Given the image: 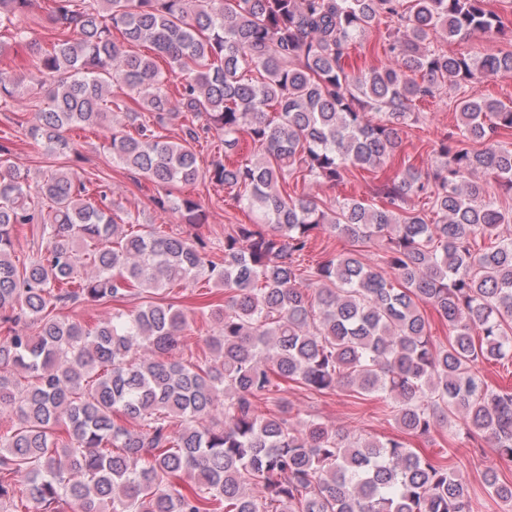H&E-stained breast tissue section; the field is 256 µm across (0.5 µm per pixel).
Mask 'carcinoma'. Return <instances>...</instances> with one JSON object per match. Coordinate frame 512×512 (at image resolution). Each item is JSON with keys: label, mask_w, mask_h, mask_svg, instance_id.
<instances>
[{"label": "carcinoma", "mask_w": 512, "mask_h": 512, "mask_svg": "<svg viewBox=\"0 0 512 512\" xmlns=\"http://www.w3.org/2000/svg\"><path fill=\"white\" fill-rule=\"evenodd\" d=\"M52 2L45 49L40 33L14 22L32 0H0V26L29 50L48 100L30 135L64 151L67 131L99 125L117 164L162 188H228L256 220L224 231L219 266L198 236L117 222L71 169L37 184L50 202L37 209L28 175L0 147V407L16 417L0 433V512H471L467 478L403 438L351 437L293 419L281 401L274 414L258 404L288 382L383 396L401 433L427 439L454 421L512 464V387L481 373L512 360V238L499 234L512 212L476 179L491 175L512 193V105L459 98L435 164L400 159L373 191L380 208L284 188L295 174L334 186L380 168L419 103L449 84L511 78L512 52L441 47L500 33L502 17L487 0ZM382 17L380 47L400 65L351 71V51ZM31 93L0 69V103ZM114 108L132 124L142 111L158 124L192 119L168 140L143 123L134 135L115 128ZM211 132L223 136L224 158L203 170L195 146ZM243 140L254 159L230 160ZM169 209L205 223L190 196ZM25 224L41 225L48 246L20 270L13 234ZM325 232L354 249L302 266ZM370 241L383 246L382 268L358 250ZM202 276L224 289V305L206 304L211 360L188 365L170 357L186 312L153 298ZM303 279L311 292L298 288ZM136 296L146 302L93 325L51 315L69 302ZM425 307L447 324L448 344L434 342ZM181 475L194 483L186 492L173 483ZM483 484L512 506V482L489 470Z\"/></svg>", "instance_id": "1"}]
</instances>
